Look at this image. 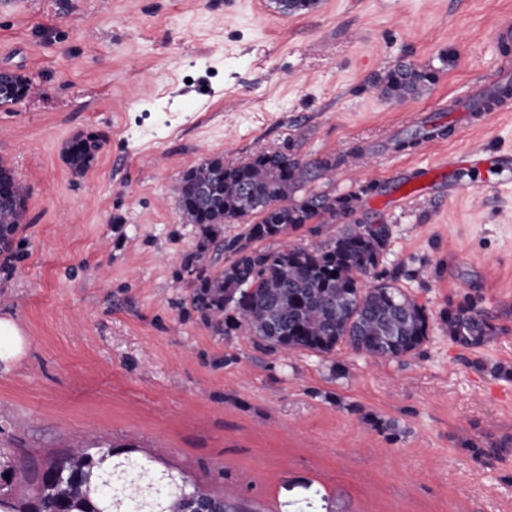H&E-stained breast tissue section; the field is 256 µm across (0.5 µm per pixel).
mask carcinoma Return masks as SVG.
I'll return each mask as SVG.
<instances>
[{"label":"carcinoma","mask_w":512,"mask_h":512,"mask_svg":"<svg viewBox=\"0 0 512 512\" xmlns=\"http://www.w3.org/2000/svg\"><path fill=\"white\" fill-rule=\"evenodd\" d=\"M437 71L397 61L374 81L387 99L399 101L428 92ZM30 91L26 76H0V107L12 105ZM100 137L76 138L66 147L71 168L84 173L93 161ZM303 181V165L292 153L263 152L249 161L224 166V158L205 159L188 170L177 186L178 207L188 224L202 228L197 250L184 263L195 285L193 305L211 326L224 334L242 331L272 352L309 351L330 354L346 345L376 362L408 355L428 336V315L381 269L389 239L385 225L373 226L355 215L358 197L294 193ZM0 253L11 250L13 236L26 217L28 192L0 163ZM252 217L244 233L222 238L224 225ZM346 220L336 234L308 247L284 244L279 249L257 244L276 241L303 230L319 236L326 224ZM224 246L219 273L210 270L206 254ZM371 280L365 285L363 281ZM448 337L465 348L497 335L493 318L469 300L448 301L441 316ZM49 462L24 473L32 502L22 512H59L60 503L48 475ZM174 512H252L197 490L163 487Z\"/></svg>","instance_id":"obj_1"}]
</instances>
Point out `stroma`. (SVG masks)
<instances>
[{
	"mask_svg": "<svg viewBox=\"0 0 512 512\" xmlns=\"http://www.w3.org/2000/svg\"><path fill=\"white\" fill-rule=\"evenodd\" d=\"M506 16L512 0H0V67L35 87L0 107V162L29 193L0 261V317L30 341L0 362L12 503L26 465L113 444L253 512H512V167L484 195L460 169L400 199L443 155L512 156V111L396 147L409 114L494 68ZM400 59L439 71L405 112L372 88ZM90 132L78 175L65 148ZM287 149L301 193L356 195L388 225L384 268L429 317L415 354L271 353L193 307L179 180ZM466 298L499 329L475 348L440 319Z\"/></svg>",
	"mask_w": 512,
	"mask_h": 512,
	"instance_id": "35a3bbf8",
	"label": "stroma"
}]
</instances>
